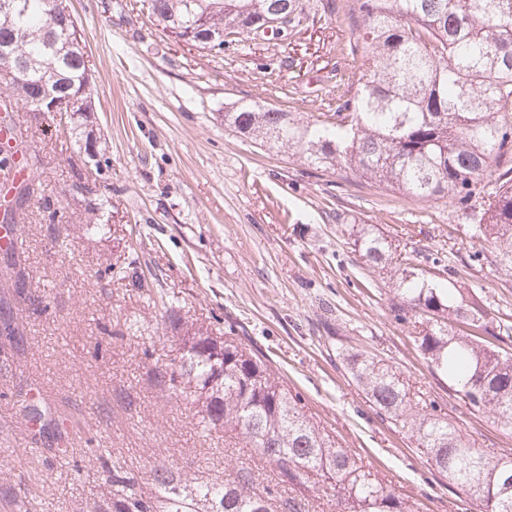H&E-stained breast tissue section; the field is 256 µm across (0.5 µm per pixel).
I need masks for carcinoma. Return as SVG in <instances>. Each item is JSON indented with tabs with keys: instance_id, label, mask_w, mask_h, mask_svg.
I'll use <instances>...</instances> for the list:
<instances>
[{
	"instance_id": "carcinoma-1",
	"label": "carcinoma",
	"mask_w": 512,
	"mask_h": 512,
	"mask_svg": "<svg viewBox=\"0 0 512 512\" xmlns=\"http://www.w3.org/2000/svg\"><path fill=\"white\" fill-rule=\"evenodd\" d=\"M142 0L149 21L195 47L224 51V24L256 38L262 15L288 6V34L307 20L302 0ZM363 63L341 82L334 120L241 105L224 124L268 149L288 148L317 167L343 168L420 201L448 199L475 227L480 246L496 252L512 275V166L495 191H481L492 164L512 158V0H357ZM207 31L216 39L205 41ZM67 0H16L0 13V100L19 92L18 112L53 111L87 140L94 111L92 69ZM51 99H46V94ZM367 266L393 274L391 312L407 325L430 370L468 408L512 428V327L484 296L453 279L417 272L408 252H395L372 225L351 230ZM179 365L160 386L199 408L204 423L245 440L277 470V483L255 491L253 469L240 464L222 484L193 482L157 468L150 501L133 481L112 473V512H306L325 496L336 512H419L417 504L339 445L288 391L269 360L235 336H215L198 323L173 322ZM352 380L376 414L405 431L428 462L481 512H512V454L474 448L437 405L411 393L375 355L341 353Z\"/></svg>"
}]
</instances>
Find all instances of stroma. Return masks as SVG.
Returning a JSON list of instances; mask_svg holds the SVG:
<instances>
[{"label":"stroma","instance_id":"obj_1","mask_svg":"<svg viewBox=\"0 0 512 512\" xmlns=\"http://www.w3.org/2000/svg\"><path fill=\"white\" fill-rule=\"evenodd\" d=\"M93 71L86 153L58 114L13 119L39 158L15 199L21 249L0 248V481L6 512H110L120 464L143 497L165 466L223 483L250 451L224 450L194 408L162 398L157 369L179 346L158 294L266 355L325 429L420 512H478L414 441L370 408L340 348L377 355L487 452L512 454V430L470 411L432 373L390 311L389 274L368 268L349 230L372 224L430 274L450 262L512 324V276L476 256L451 204L407 199L358 174L267 151L225 126L242 103L326 119L329 93L360 38L345 0L312 6L302 31L242 39L216 53L153 26L139 0H70ZM100 159L90 172L88 156ZM96 232H87L89 222ZM135 265L137 288L116 267ZM44 304H34V296Z\"/></svg>","mask_w":512,"mask_h":512}]
</instances>
